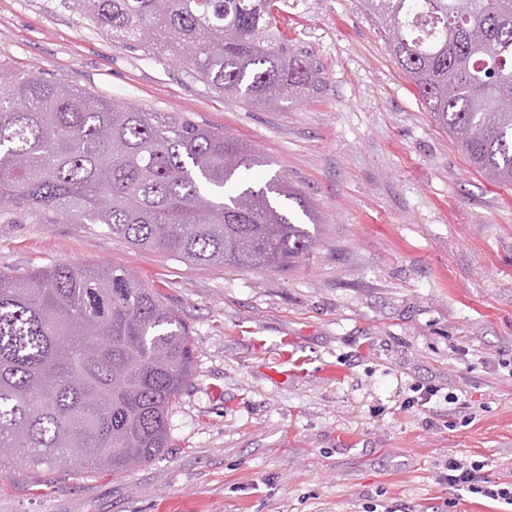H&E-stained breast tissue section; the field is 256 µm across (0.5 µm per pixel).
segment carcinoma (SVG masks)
I'll use <instances>...</instances> for the list:
<instances>
[{
    "mask_svg": "<svg viewBox=\"0 0 512 512\" xmlns=\"http://www.w3.org/2000/svg\"><path fill=\"white\" fill-rule=\"evenodd\" d=\"M275 0H70L112 38L183 58L216 90L267 106L308 88L313 63L277 36ZM364 0L435 123L477 171L512 186V0ZM0 219L25 208L100 224L195 265L285 268L316 242L305 194L246 143L0 64ZM194 371L192 331L114 265L0 272V475L119 476L169 441Z\"/></svg>",
    "mask_w": 512,
    "mask_h": 512,
    "instance_id": "obj_1",
    "label": "carcinoma"
}]
</instances>
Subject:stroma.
Masks as SVG:
<instances>
[{"label":"stroma","mask_w":512,"mask_h":512,"mask_svg":"<svg viewBox=\"0 0 512 512\" xmlns=\"http://www.w3.org/2000/svg\"><path fill=\"white\" fill-rule=\"evenodd\" d=\"M317 71L266 108L52 0H0V63L238 138L306 195L317 243L281 269L192 265L97 224L0 222V271L114 264L189 324L193 376L164 453L0 512H512L451 488L449 459L512 480V187L436 125L362 0H279Z\"/></svg>","instance_id":"1"}]
</instances>
